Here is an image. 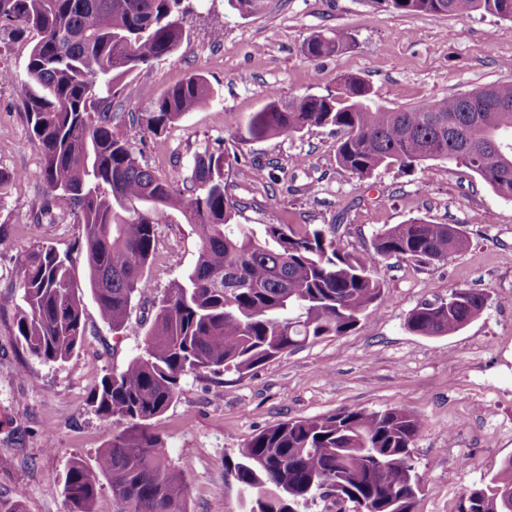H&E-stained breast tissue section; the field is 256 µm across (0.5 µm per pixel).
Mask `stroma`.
I'll return each instance as SVG.
<instances>
[{
    "instance_id": "1",
    "label": "stroma",
    "mask_w": 512,
    "mask_h": 512,
    "mask_svg": "<svg viewBox=\"0 0 512 512\" xmlns=\"http://www.w3.org/2000/svg\"><path fill=\"white\" fill-rule=\"evenodd\" d=\"M182 8L186 40L130 76L123 109L150 111L164 89L193 73L208 79L215 96L162 134L135 140L156 174L178 176L195 153L222 144L239 158L229 175L231 193L245 204L239 223L296 230L333 224L339 250L350 254L417 216L461 226L469 239L444 261H382V299L345 335L309 341L243 376L183 377L177 400L152 429L185 471L188 512H240L225 459L261 430L345 408H398L419 417L413 456L427 482L416 512H456L465 489L512 457V200L464 166L441 161L353 177L337 165V136L327 128L253 141L234 135L268 91L288 101L324 92L343 74L364 79L377 103L395 109L512 81V21L377 12L366 0H270L267 12L246 17L227 0H182ZM330 29L351 33L354 47L307 59L306 39ZM31 41L0 30V69L16 77L0 83V169L24 175L0 197V501L20 491L25 512H70L63 492L70 461L95 465L116 429L97 415L91 392L139 352L154 299L195 264L199 240L193 225H160L150 287L133 303L123 333L101 322L88 295L85 336L66 362L44 363L23 350L13 306L18 257L54 246L70 254L77 284L86 283L78 225L58 214L31 218L44 192L18 85ZM299 154L306 161L297 166ZM457 288L490 295L465 328L439 337L407 328L412 310L447 300Z\"/></svg>"
}]
</instances>
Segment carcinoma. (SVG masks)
Returning <instances> with one entry per match:
<instances>
[{
	"mask_svg": "<svg viewBox=\"0 0 512 512\" xmlns=\"http://www.w3.org/2000/svg\"><path fill=\"white\" fill-rule=\"evenodd\" d=\"M369 2L408 15L512 19V0ZM228 3L254 16L268 0ZM10 27L19 35L36 32L20 82L46 186L33 215L38 221L58 213L79 225L100 320L115 334L127 329L132 302L146 288L159 225L179 215L199 237L195 265L154 301L140 352L94 389L99 416L123 427L99 451L96 466L70 462L65 497L73 512H93L105 479L120 512H187L183 470L151 430L177 398L183 376H241L310 340L342 336L381 298V261L440 262L464 250L468 237L458 227L412 218L384 228L372 249L343 254L333 229L238 223L242 204L229 192L226 173L238 157L226 147L197 153L180 181L141 163L135 135H160L214 95L203 75L192 74L163 90L145 114L114 110L127 77L182 45L181 0H0V28ZM353 43L350 33L330 30L311 36L304 53L319 60ZM325 127L339 135L337 163L359 179L382 167L447 161L512 199V82L391 109L374 101L362 78L345 75L324 94L284 102L269 93L240 138ZM17 281L21 347L46 363L68 359L85 335L70 257L51 246L30 249L18 261ZM488 300L484 291L453 290L446 301L415 308L407 328L452 336ZM421 429L418 417L396 408L288 420L255 434L224 470L242 512H308L325 498L337 512L344 503L354 512H415L424 477L412 445ZM456 512H512V457L462 492Z\"/></svg>",
	"mask_w": 512,
	"mask_h": 512,
	"instance_id": "obj_1",
	"label": "carcinoma"
}]
</instances>
